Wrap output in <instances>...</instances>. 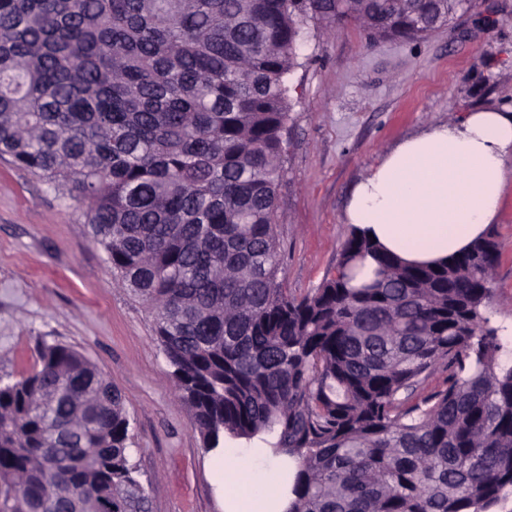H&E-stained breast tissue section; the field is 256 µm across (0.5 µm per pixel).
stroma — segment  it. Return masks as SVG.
Wrapping results in <instances>:
<instances>
[{"instance_id":"obj_1","label":"stroma","mask_w":512,"mask_h":512,"mask_svg":"<svg viewBox=\"0 0 512 512\" xmlns=\"http://www.w3.org/2000/svg\"><path fill=\"white\" fill-rule=\"evenodd\" d=\"M495 14L496 25L477 26ZM290 78L277 224L285 286L304 296L335 275L356 183L401 139L464 112L512 104V0H477L424 39L368 47L356 27L315 25ZM501 257L482 309L512 366V160L489 225ZM89 357L122 391L146 512H224L210 456L177 397L152 319L113 280L81 210L0 156V380L30 373L41 342Z\"/></svg>"}]
</instances>
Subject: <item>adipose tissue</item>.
I'll return each mask as SVG.
<instances>
[{
  "label": "adipose tissue",
  "mask_w": 512,
  "mask_h": 512,
  "mask_svg": "<svg viewBox=\"0 0 512 512\" xmlns=\"http://www.w3.org/2000/svg\"><path fill=\"white\" fill-rule=\"evenodd\" d=\"M512 158V107H486L399 141L356 185L344 213L380 250L413 264L468 248L495 222ZM259 474L246 478L250 468ZM224 512H287L288 457L225 445L212 454Z\"/></svg>",
  "instance_id": "obj_1"
}]
</instances>
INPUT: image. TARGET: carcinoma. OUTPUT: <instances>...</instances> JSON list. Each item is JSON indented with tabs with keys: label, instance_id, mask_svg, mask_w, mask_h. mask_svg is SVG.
<instances>
[{
	"label": "carcinoma",
	"instance_id": "1",
	"mask_svg": "<svg viewBox=\"0 0 512 512\" xmlns=\"http://www.w3.org/2000/svg\"><path fill=\"white\" fill-rule=\"evenodd\" d=\"M471 0H0V155L83 210L153 319L202 447L297 458L288 512H494L512 494V366L481 308L499 244L412 266L356 228L283 287L290 77L312 23L372 46ZM372 255L374 278L350 285ZM448 369L447 387L424 383ZM121 391L75 347L0 382V512H143Z\"/></svg>",
	"mask_w": 512,
	"mask_h": 512
}]
</instances>
